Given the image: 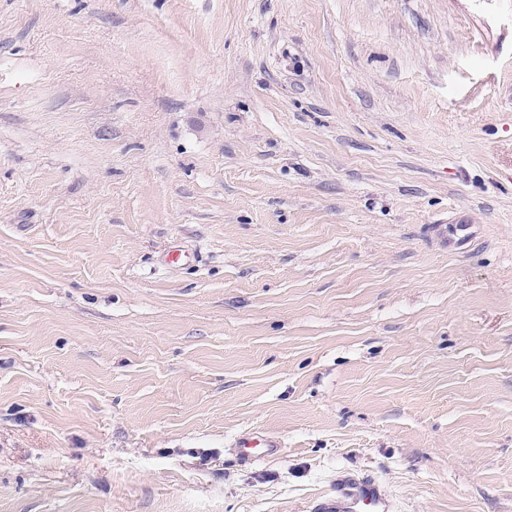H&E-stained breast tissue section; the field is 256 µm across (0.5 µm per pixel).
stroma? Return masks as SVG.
<instances>
[{"mask_svg": "<svg viewBox=\"0 0 512 512\" xmlns=\"http://www.w3.org/2000/svg\"><path fill=\"white\" fill-rule=\"evenodd\" d=\"M345 472L512 512V0H0V512ZM197 261L196 249L185 245H176L162 253L160 263L166 266H191ZM233 448L241 461L254 463L259 458L277 455L282 444L275 436L252 432L240 435L234 441Z\"/></svg>", "mask_w": 512, "mask_h": 512, "instance_id": "35a3bbf8", "label": "stroma"}]
</instances>
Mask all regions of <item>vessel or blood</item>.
Segmentation results:
<instances>
[{
  "instance_id": "vessel-or-blood-1",
  "label": "vessel or blood",
  "mask_w": 512,
  "mask_h": 512,
  "mask_svg": "<svg viewBox=\"0 0 512 512\" xmlns=\"http://www.w3.org/2000/svg\"><path fill=\"white\" fill-rule=\"evenodd\" d=\"M197 260L195 249L176 245L162 253L160 262L166 266L185 267ZM280 440L272 435L256 432L240 435L233 448L240 460L255 462L262 457L277 455ZM393 504L385 496L379 479L373 475L345 474L337 477L328 493L315 500L311 512H392Z\"/></svg>"
}]
</instances>
